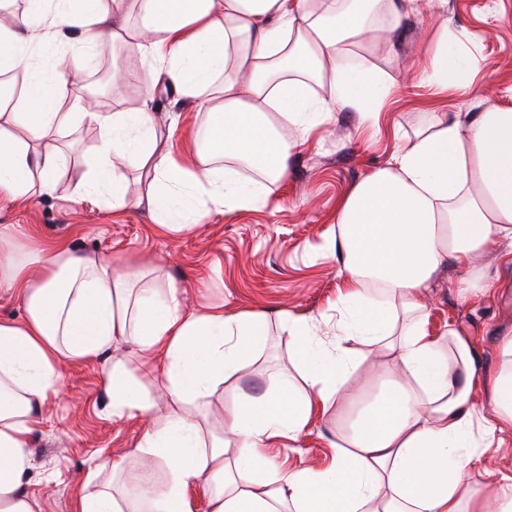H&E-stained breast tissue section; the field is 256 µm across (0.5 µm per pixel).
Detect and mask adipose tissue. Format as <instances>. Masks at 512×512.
Listing matches in <instances>:
<instances>
[{
    "label": "adipose tissue",
    "mask_w": 512,
    "mask_h": 512,
    "mask_svg": "<svg viewBox=\"0 0 512 512\" xmlns=\"http://www.w3.org/2000/svg\"><path fill=\"white\" fill-rule=\"evenodd\" d=\"M393 22L403 0H26L0 14V75L23 76L20 95L0 91V200L52 194L66 161L62 134L87 124L100 144L76 192L119 210L146 207L172 230L210 212L259 209L266 184L336 109L376 119L387 93L383 71L348 57ZM138 17L140 31L129 20ZM109 44L126 65L113 81L149 64L156 82L208 114L196 160L169 144L172 126L149 105L100 112L68 92L76 75L65 59L44 66L38 52L69 46L82 55ZM479 60L447 25L435 31L420 79L440 91L471 86ZM327 83L325 97L313 85ZM143 183L132 194V182ZM339 232L323 254L341 257L333 303L335 335L319 322L282 313L302 385L241 395L222 437L207 435L191 403L213 397L266 342L259 312L186 310L178 288L156 300L140 268L68 244H33L29 224H0V288L22 301V320H0V512H37L26 491L31 434L66 364L103 359L113 418H151L133 448L161 465L165 483L116 490L109 459L87 473L80 512H192L187 489L201 483L208 512H512V474L475 487L490 436H512V329L486 366L473 337L427 329V299L446 265L467 271L469 300L494 295L498 275L478 268L493 254L512 268V105L484 101L474 118L434 112L402 135L388 166L342 200ZM133 337L143 366L162 368L148 393L112 345ZM374 348L387 380L375 399L354 382L359 346ZM337 402L358 408L331 465L281 470L265 448L296 438L314 414Z\"/></svg>",
    "instance_id": "adipose-tissue-1"
}]
</instances>
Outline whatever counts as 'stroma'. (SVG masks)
Listing matches in <instances>:
<instances>
[{
	"instance_id": "1",
	"label": "stroma",
	"mask_w": 512,
	"mask_h": 512,
	"mask_svg": "<svg viewBox=\"0 0 512 512\" xmlns=\"http://www.w3.org/2000/svg\"><path fill=\"white\" fill-rule=\"evenodd\" d=\"M418 6L421 18L404 20L392 40L353 56L354 62L379 67L388 75L391 92L379 123L364 124L356 112L337 110L331 124L293 156L287 177L270 184L267 207L214 211L202 223L173 231L143 208L115 210L92 199L71 201L99 140L97 129L84 125L71 134L79 149L68 156L56 194L0 211L1 224L33 225L37 243L63 240L81 251L143 264L160 286L178 288L187 307L264 313L267 341L225 384L223 400L213 401L206 432L222 433L226 410L239 392L272 390L281 375H295L288 335L280 327L281 311L325 318L322 333L336 331L339 315L331 304L341 262L323 259L320 252L337 231L342 199L390 161L396 133H413L431 112L480 111L486 97L512 104V0H418ZM445 19L455 32L472 39L480 68L472 87L444 94L421 84L418 76L432 48L431 36ZM148 84L153 85L152 70L146 65L138 81L113 87L100 110L138 108ZM153 87L154 110L175 120V151L190 156L193 135L205 126L206 113L164 86ZM463 276L451 266L442 271V288L428 303V326L439 332L457 323L481 345L490 365L498 329L512 326V284L474 309L458 295ZM351 419L346 406L316 415L296 440L275 442L268 455L284 469L329 465L336 438ZM145 428L144 422L120 421L109 414L100 360L67 367L60 393L49 400L31 438L40 479L29 491L40 512H77L88 466L100 455L119 462L118 486L164 482L162 468L147 467L130 453Z\"/></svg>"
}]
</instances>
